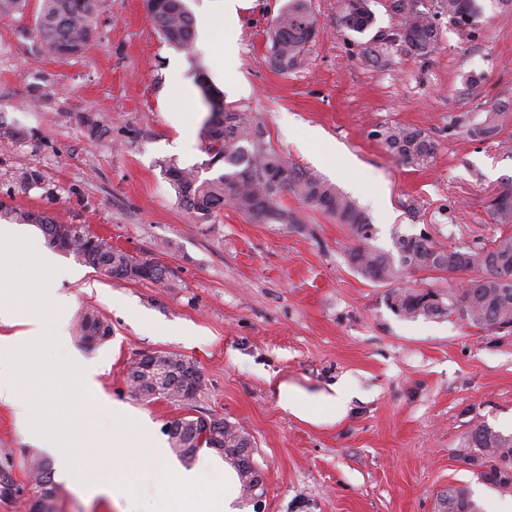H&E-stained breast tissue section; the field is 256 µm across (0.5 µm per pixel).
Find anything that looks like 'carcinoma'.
<instances>
[{
    "label": "carcinoma",
    "mask_w": 512,
    "mask_h": 512,
    "mask_svg": "<svg viewBox=\"0 0 512 512\" xmlns=\"http://www.w3.org/2000/svg\"><path fill=\"white\" fill-rule=\"evenodd\" d=\"M396 8L407 14L409 27L398 34L399 45L419 56H428L438 47L440 28L436 17L450 20L481 14L478 0H435L434 13L413 8L416 0H395ZM102 0H39L35 17L36 36L58 58L68 59L85 49L96 31ZM146 10L162 39L170 46L191 51L194 41L193 18L184 0H145ZM337 24L345 30L364 34L374 25L368 0H343ZM318 20L311 0H286L270 31V64L280 73L303 69L318 36ZM202 94L214 99V108L204 125L202 136L207 160L182 167L170 160L164 165L167 180L179 202L193 214L209 218L231 205L262 224H297L294 212L281 205L291 195L304 205L325 212L346 225L355 239L348 248V265L364 279L392 286L387 305L407 319L448 318L452 315L465 325L481 330L512 331V179L501 181L489 209L498 233L487 241L443 246L419 232L397 235L393 250L372 244L375 231L370 217L355 200L322 177L303 170L279 152L266 147L264 124L250 112L224 110L223 93L200 81ZM512 117V106L500 104L485 112L466 133L470 139L496 138ZM386 148L411 167H424L435 154L434 142L422 131L402 126H386L376 131ZM218 169L211 177L203 171ZM285 176L274 181L275 173ZM13 181L23 190L42 185L40 170L32 167L14 172ZM0 218L18 224H34L43 232L49 246L73 255L83 265L124 281H162L167 268L151 259H139L112 241L90 233L84 224H59L40 210L24 209L0 202ZM448 275L446 288H415L406 284L410 274ZM442 297L444 310L426 301L429 294ZM83 331L90 340L102 341L112 334L111 325L95 311L83 317ZM183 359L176 354L158 355L159 368L144 377L127 373L132 394L144 400L155 387L158 396L181 402V392L171 387L164 367ZM237 426H224L218 437L197 443L188 451L170 440L171 449L185 463L192 462L203 448L216 451L237 471L243 489L250 488L249 475L236 458L241 444ZM457 458L486 482L500 488L512 487V435L501 434L481 423L464 437ZM34 490L46 487L58 497L60 485L53 479L47 463L30 462ZM440 512H481L465 487H450L439 499Z\"/></svg>",
    "instance_id": "1"
}]
</instances>
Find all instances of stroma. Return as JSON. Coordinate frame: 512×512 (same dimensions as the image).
Masks as SVG:
<instances>
[{
	"label": "stroma",
	"mask_w": 512,
	"mask_h": 512,
	"mask_svg": "<svg viewBox=\"0 0 512 512\" xmlns=\"http://www.w3.org/2000/svg\"><path fill=\"white\" fill-rule=\"evenodd\" d=\"M285 0H248L236 20L237 64L225 71L209 40L192 52L168 46L144 0H104L96 38L78 57L48 53L34 33L36 0L0 17V200L85 224L136 257L165 266L166 281H121L53 251L72 298L70 347L108 364L103 404L86 420L115 426L113 405L147 419L156 435L188 414L224 418L254 440L265 477L260 506L241 512H437L448 488H468L483 512H512V488L478 479L457 454L483 423L512 434V331H482L453 319H406L385 302L386 286L345 262L346 225L292 196L295 224H258L232 206L204 219L180 205L163 165L205 160L209 115L194 70L223 91L226 109L264 122L268 145L334 183L369 215L376 247L427 230L443 245L497 233L487 203L512 159L496 140L465 128L512 104V5L485 0L479 26L441 22L435 52L393 47L366 64L367 35L337 26L342 0H312L320 31L305 69L284 75L269 61L268 31ZM480 75L470 84V75ZM99 117L92 134L85 116ZM422 130L437 150L421 170L373 137L379 126ZM355 160L326 158L324 142ZM34 167L41 187L24 191L14 170ZM96 311L112 335L88 343L80 331ZM167 351L194 361L202 388L187 404L135 398L129 364ZM354 386L337 422L305 421L292 397L313 398L341 381ZM0 403V512H25L38 456ZM55 512H133L130 495L91 496L63 486Z\"/></svg>",
	"instance_id": "obj_1"
}]
</instances>
